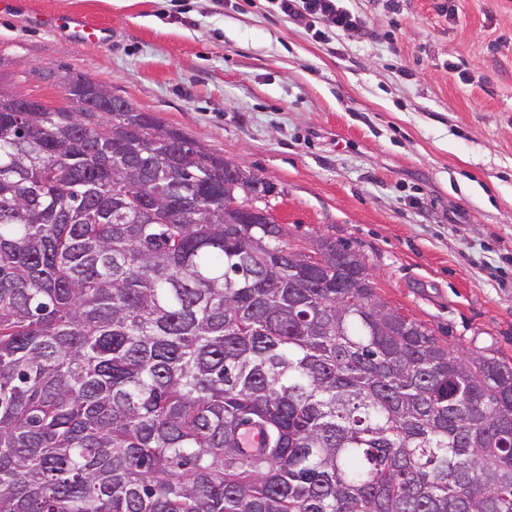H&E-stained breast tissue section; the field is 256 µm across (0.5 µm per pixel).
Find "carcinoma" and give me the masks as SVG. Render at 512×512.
<instances>
[{
  "label": "carcinoma",
  "mask_w": 512,
  "mask_h": 512,
  "mask_svg": "<svg viewBox=\"0 0 512 512\" xmlns=\"http://www.w3.org/2000/svg\"><path fill=\"white\" fill-rule=\"evenodd\" d=\"M84 83L0 112V512H512V365L240 223L224 157Z\"/></svg>",
  "instance_id": "1"
}]
</instances>
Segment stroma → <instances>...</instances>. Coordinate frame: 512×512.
I'll return each instance as SVG.
<instances>
[{
  "mask_svg": "<svg viewBox=\"0 0 512 512\" xmlns=\"http://www.w3.org/2000/svg\"><path fill=\"white\" fill-rule=\"evenodd\" d=\"M345 4L325 44L271 0H12L0 84L107 86L260 176L292 247L348 243L389 305L512 362V0ZM71 12L109 40L38 20Z\"/></svg>",
  "mask_w": 512,
  "mask_h": 512,
  "instance_id": "stroma-1",
  "label": "stroma"
}]
</instances>
